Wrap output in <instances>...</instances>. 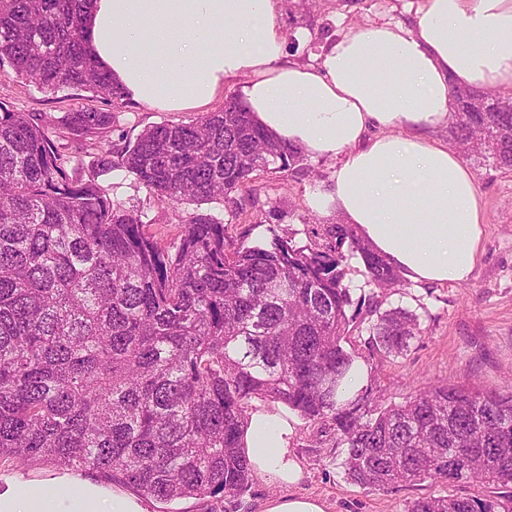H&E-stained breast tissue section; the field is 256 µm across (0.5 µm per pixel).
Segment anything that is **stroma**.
<instances>
[{
  "instance_id": "35a3bbf8",
  "label": "stroma",
  "mask_w": 512,
  "mask_h": 512,
  "mask_svg": "<svg viewBox=\"0 0 512 512\" xmlns=\"http://www.w3.org/2000/svg\"><path fill=\"white\" fill-rule=\"evenodd\" d=\"M406 0H321L312 8L303 0H278V21L287 38L286 61L312 62L329 39L355 26L380 20L411 22ZM307 41L295 38L298 31ZM0 93L18 112H45L60 116L78 108L107 109L106 100L91 93L68 89L47 92L16 78L11 69L0 70ZM116 119L106 142L121 149L135 141L146 127L161 122H190L192 112H163L125 101L113 110ZM474 172L484 203L483 254L469 281L445 284L404 283L388 289L384 307L402 306L419 317L421 336L408 351L385 358L368 344V334L354 331L345 347L372 372V388L382 401L401 403L431 385L450 381L484 389L512 388V172L497 170L466 158ZM335 163L310 158L305 169L293 173H264L237 192L244 213L232 218L223 202L206 204V212L223 220L228 238L252 246L289 234L299 244L315 247L327 242L325 228L336 220L314 210L311 195L329 183ZM100 184L112 200L142 211L150 230L165 242L176 240L182 230L180 217L194 211V204L179 205L177 216L165 224L158 215L168 206L134 176L122 170L101 176ZM291 446L304 470L294 486L298 495L326 500L332 512H405L409 502L426 496L485 494L479 483H436L430 480L400 483L386 491H372L347 481L341 466L343 454L332 431L300 420ZM275 493L262 477H255L242 497L182 499L169 504V512H262L263 503Z\"/></svg>"
}]
</instances>
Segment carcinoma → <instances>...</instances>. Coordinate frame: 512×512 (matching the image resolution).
<instances>
[{
    "label": "carcinoma",
    "mask_w": 512,
    "mask_h": 512,
    "mask_svg": "<svg viewBox=\"0 0 512 512\" xmlns=\"http://www.w3.org/2000/svg\"><path fill=\"white\" fill-rule=\"evenodd\" d=\"M90 3L0 0V68L122 105L89 49ZM113 123L93 108L50 120L0 97V465L92 470L161 504L239 497L254 476L240 438L260 399L333 430L347 479L363 488L512 485V392L446 382L398 405L373 404L369 387L341 397L351 330L367 324L386 357L421 333L410 310H383L377 294L353 299L347 252L375 287L402 281L353 225H328L322 250L276 233L237 247L201 210L218 199L239 214L232 193L259 172L303 165L302 150L236 97L189 123L150 125L119 152L99 147L89 171L48 135L52 125L101 139ZM448 140L512 171V97L454 90ZM117 168L198 205L177 241L149 234L142 213L98 183ZM406 512L512 510L488 494L420 497Z\"/></svg>",
    "instance_id": "carcinoma-1"
}]
</instances>
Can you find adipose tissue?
<instances>
[{
	"instance_id": "adipose-tissue-1",
	"label": "adipose tissue",
	"mask_w": 512,
	"mask_h": 512,
	"mask_svg": "<svg viewBox=\"0 0 512 512\" xmlns=\"http://www.w3.org/2000/svg\"><path fill=\"white\" fill-rule=\"evenodd\" d=\"M87 31L126 97L205 112L241 79L256 122L308 155L335 161L320 212L356 225L369 246L416 283L468 281L483 250L474 173L435 133L452 92L512 93V0H418L410 24L354 27L316 64L285 63L276 0H93ZM297 421L253 411L245 452L268 483L303 470L289 446ZM0 512H147L121 485L58 470L0 487Z\"/></svg>"
}]
</instances>
